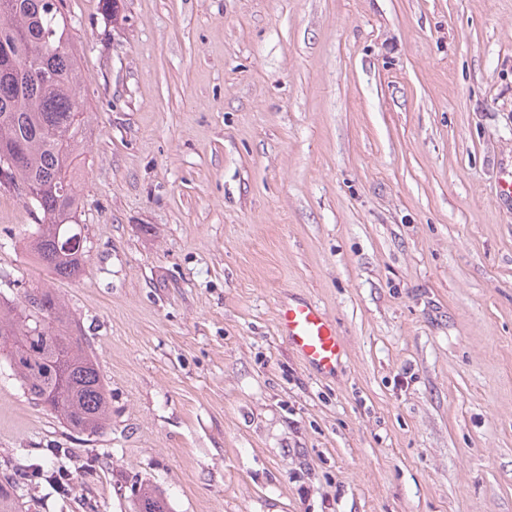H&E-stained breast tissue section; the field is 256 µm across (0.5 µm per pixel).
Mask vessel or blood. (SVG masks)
Segmentation results:
<instances>
[{
    "label": "vessel or blood",
    "mask_w": 512,
    "mask_h": 512,
    "mask_svg": "<svg viewBox=\"0 0 512 512\" xmlns=\"http://www.w3.org/2000/svg\"><path fill=\"white\" fill-rule=\"evenodd\" d=\"M276 328L306 366L326 377L336 375L345 345L320 306L303 297L288 299L277 310Z\"/></svg>",
    "instance_id": "vessel-or-blood-1"
}]
</instances>
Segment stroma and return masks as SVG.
Here are the masks:
<instances>
[{"label":"stroma","mask_w":512,"mask_h":512,"mask_svg":"<svg viewBox=\"0 0 512 512\" xmlns=\"http://www.w3.org/2000/svg\"><path fill=\"white\" fill-rule=\"evenodd\" d=\"M88 123L89 257L30 256L0 190V301L51 288L95 354L76 437L0 356V472L58 448L23 512H512V0H64ZM346 344L278 335L288 295ZM276 328L306 366L326 377L336 375L345 345L320 306L304 297L289 298L277 310ZM135 511L138 512H170L166 498L149 484H140L136 496Z\"/></svg>","instance_id":"35a3bbf8"}]
</instances>
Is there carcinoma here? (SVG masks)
Returning <instances> with one entry per match:
<instances>
[{
	"label": "carcinoma",
	"mask_w": 512,
	"mask_h": 512,
	"mask_svg": "<svg viewBox=\"0 0 512 512\" xmlns=\"http://www.w3.org/2000/svg\"><path fill=\"white\" fill-rule=\"evenodd\" d=\"M54 0H0V159L13 167L0 187L40 214L30 243L39 263L59 279L76 276L87 249L76 220L79 200L72 155L87 123L72 51L73 27ZM35 188L28 197L22 187ZM64 306L39 286L23 307L0 302V352L37 404L67 430L101 433L110 406L97 363L83 337L68 331ZM18 480H0V512H18ZM137 512H170L166 498L140 484Z\"/></svg>",
	"instance_id": "carcinoma-1"
}]
</instances>
